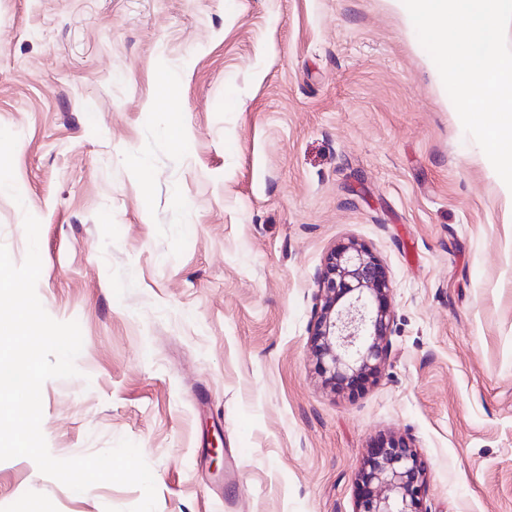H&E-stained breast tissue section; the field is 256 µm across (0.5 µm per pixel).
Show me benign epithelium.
<instances>
[{"label":"benign epithelium","instance_id":"7a95c632","mask_svg":"<svg viewBox=\"0 0 512 512\" xmlns=\"http://www.w3.org/2000/svg\"><path fill=\"white\" fill-rule=\"evenodd\" d=\"M317 283L312 351L326 383L352 388L378 373L389 355L387 270L365 244L350 239L327 254ZM359 481L362 498L356 512H428L422 497L425 463L403 438L380 441L361 468Z\"/></svg>","mask_w":512,"mask_h":512}]
</instances>
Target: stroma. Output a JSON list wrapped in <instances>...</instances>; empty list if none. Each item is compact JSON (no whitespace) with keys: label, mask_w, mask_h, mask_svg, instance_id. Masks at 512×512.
Masks as SVG:
<instances>
[{"label":"stroma","mask_w":512,"mask_h":512,"mask_svg":"<svg viewBox=\"0 0 512 512\" xmlns=\"http://www.w3.org/2000/svg\"><path fill=\"white\" fill-rule=\"evenodd\" d=\"M392 0H0V244L77 321L50 454L121 439L156 512H356L383 438L428 512H512V195ZM388 271L390 355L352 389L310 347L317 276ZM20 456L0 512H129Z\"/></svg>","instance_id":"1"}]
</instances>
